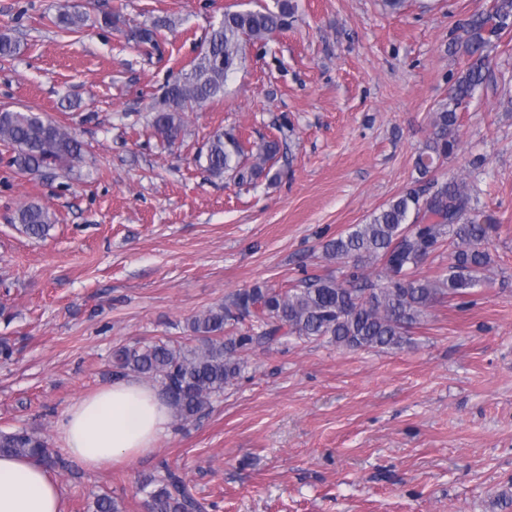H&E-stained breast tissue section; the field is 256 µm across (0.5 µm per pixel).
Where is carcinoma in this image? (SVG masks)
<instances>
[{"mask_svg": "<svg viewBox=\"0 0 512 512\" xmlns=\"http://www.w3.org/2000/svg\"><path fill=\"white\" fill-rule=\"evenodd\" d=\"M296 9L294 0H274L273 5L259 9L225 10L191 67L179 71L165 86L150 120L153 135L167 145L178 140L185 113L224 95L229 75L246 59V44L263 43L288 29ZM86 21L80 6L67 0L53 24L77 33ZM164 25L163 20L150 28L134 29L127 39L137 45L151 44ZM511 25L512 0H493L489 12L465 23L467 67L449 101L433 112L432 133L415 161L421 175L457 150L458 111L467 106L488 72L485 47ZM0 142L12 150L7 164L32 177L71 167L83 157V145L71 128L30 110L0 109ZM278 151L277 142H267L251 161L243 139L218 129L209 139L205 168L214 177L230 172L238 182L251 183L268 174L266 165ZM477 194V187L462 178L409 189L373 213L367 223L354 224L324 243L327 261L352 264L343 281L331 274H307L286 290L245 288L230 302L191 320L192 346L159 339L116 350L112 355L115 374L133 373L159 382L174 416L189 420L241 377L242 351L263 349L278 340L323 337L347 349H400L410 343L426 309L454 300L463 307L488 282L491 225L478 219ZM55 221V215L37 201L21 205L12 217L13 223L35 237L47 235ZM445 246L449 250L446 272L434 278L418 275V267ZM367 265L375 266L377 272L364 273ZM0 453L24 456L48 469L57 464L47 442L27 429L1 430ZM144 484L152 487L146 503L149 512H201L183 478L168 467L158 477L145 478Z\"/></svg>", "mask_w": 512, "mask_h": 512, "instance_id": "1", "label": "carcinoma"}]
</instances>
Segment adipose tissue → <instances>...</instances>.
I'll return each mask as SVG.
<instances>
[{
    "label": "adipose tissue",
    "mask_w": 512,
    "mask_h": 512,
    "mask_svg": "<svg viewBox=\"0 0 512 512\" xmlns=\"http://www.w3.org/2000/svg\"><path fill=\"white\" fill-rule=\"evenodd\" d=\"M169 417L158 388L130 377L73 402L56 433L68 454L94 471L152 453ZM0 512H63L59 484L27 458L1 455Z\"/></svg>",
    "instance_id": "obj_1"
}]
</instances>
